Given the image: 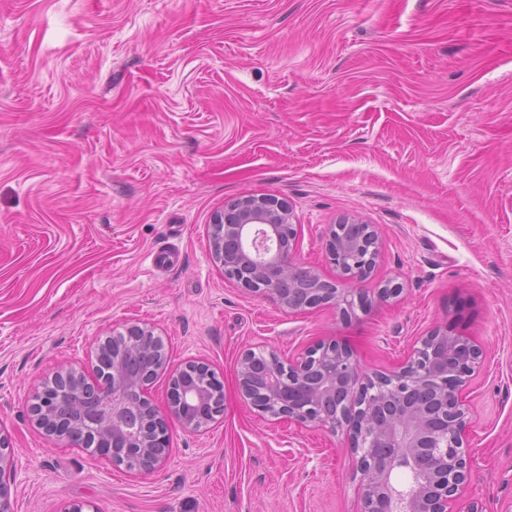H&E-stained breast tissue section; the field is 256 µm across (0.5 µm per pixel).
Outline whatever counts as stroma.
Returning a JSON list of instances; mask_svg holds the SVG:
<instances>
[{
	"instance_id": "1",
	"label": "stroma",
	"mask_w": 512,
	"mask_h": 512,
	"mask_svg": "<svg viewBox=\"0 0 512 512\" xmlns=\"http://www.w3.org/2000/svg\"><path fill=\"white\" fill-rule=\"evenodd\" d=\"M245 194L287 202L298 262L367 304L291 313L226 279L210 225ZM352 216L380 239L365 282L325 252ZM135 320L224 386L217 422H170L145 475L29 417L58 366ZM442 323L482 351L457 512H512V0H0L13 512H360L345 436L261 416L239 357L334 338L389 369Z\"/></svg>"
}]
</instances>
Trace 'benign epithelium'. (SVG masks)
<instances>
[{
	"label": "benign epithelium",
	"instance_id": "benign-epithelium-1",
	"mask_svg": "<svg viewBox=\"0 0 512 512\" xmlns=\"http://www.w3.org/2000/svg\"><path fill=\"white\" fill-rule=\"evenodd\" d=\"M368 232L373 245L365 255L363 240L345 235L340 224L329 229L325 250L341 276L360 282L370 277L379 246L374 227L368 226ZM297 235L284 201L247 194L215 216L210 248L227 279L285 311L332 303L348 315L353 305L349 294L298 264ZM133 334L151 347L162 340L148 323L125 324L110 334L111 373L99 371L103 341L89 367L54 371L33 395L30 412L38 427L70 447L95 448L104 456L122 445L137 458L136 472L150 473L166 460L171 420L200 432L222 415V402L214 396L222 384L202 362L168 371L163 350L152 371L143 376L129 372L122 337ZM480 357L469 339L437 325L402 365L387 372L363 369L347 345L331 339L286 361L273 350L249 349L239 359L237 377L241 394L258 412L346 433L359 474L362 512H456L471 469L462 392ZM166 372L169 395L161 410L147 393ZM142 403L151 427H126L124 421L138 415ZM403 461L415 469L405 487L394 479ZM13 472V449L0 436V512H11L7 479Z\"/></svg>",
	"mask_w": 512,
	"mask_h": 512
}]
</instances>
